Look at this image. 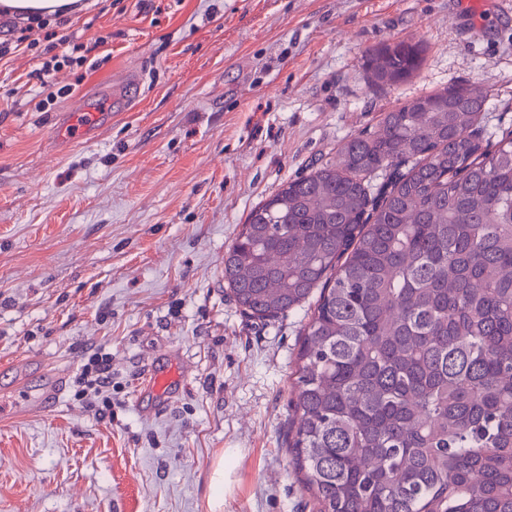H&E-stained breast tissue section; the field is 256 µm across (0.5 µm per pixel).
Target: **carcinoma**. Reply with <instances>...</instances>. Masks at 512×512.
<instances>
[{
	"label": "carcinoma",
	"mask_w": 512,
	"mask_h": 512,
	"mask_svg": "<svg viewBox=\"0 0 512 512\" xmlns=\"http://www.w3.org/2000/svg\"><path fill=\"white\" fill-rule=\"evenodd\" d=\"M422 44L369 52L371 83ZM482 82L406 100L248 214L224 283L305 307L289 452L316 512H512V130Z\"/></svg>",
	"instance_id": "carcinoma-1"
}]
</instances>
